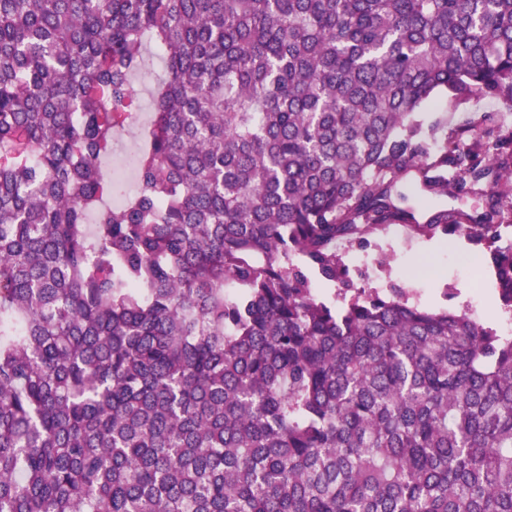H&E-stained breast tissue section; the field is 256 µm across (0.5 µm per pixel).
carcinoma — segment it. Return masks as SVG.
Instances as JSON below:
<instances>
[{
    "instance_id": "carcinoma-1",
    "label": "carcinoma",
    "mask_w": 512,
    "mask_h": 512,
    "mask_svg": "<svg viewBox=\"0 0 512 512\" xmlns=\"http://www.w3.org/2000/svg\"><path fill=\"white\" fill-rule=\"evenodd\" d=\"M440 92L512 102V0H0V512H512V339L337 251L456 235L512 314V131ZM142 57V66L132 77V86L137 94V115L129 126L117 133L115 139L116 143L135 149L142 145L143 133L152 116L153 95L158 84L165 78L161 52L154 44H144ZM438 107L433 109L431 116L439 112L448 113V128L463 125L470 121H478L484 112H508L512 121V107L509 103L493 99H475L468 104L455 107L448 99V94L442 93L437 97ZM132 171L130 154H122L119 164L113 167V178L115 177L120 188V191L113 196V199L115 197L118 202L128 199L136 190L137 181L132 176Z\"/></svg>"
}]
</instances>
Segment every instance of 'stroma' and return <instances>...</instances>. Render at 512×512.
<instances>
[{
  "label": "stroma",
  "mask_w": 512,
  "mask_h": 512,
  "mask_svg": "<svg viewBox=\"0 0 512 512\" xmlns=\"http://www.w3.org/2000/svg\"><path fill=\"white\" fill-rule=\"evenodd\" d=\"M142 57V65L132 77L137 115L116 135L117 142L132 148L142 145L143 133L152 116L153 95L165 77L161 52L154 44H144ZM437 102L439 111L447 113L448 124L452 127L479 120L485 112L512 110V104L493 99H476L456 106L444 93L438 96ZM351 251L369 254L373 259L372 264L352 266L351 274L358 285L378 289L396 285L409 291L421 304L463 309L477 322L498 327L499 302L492 288L491 269L483 271L479 302L471 300L468 261L472 255L480 253V246L455 237L410 239L403 228L393 226L369 245H355Z\"/></svg>",
  "instance_id": "35a3bbf8"
}]
</instances>
